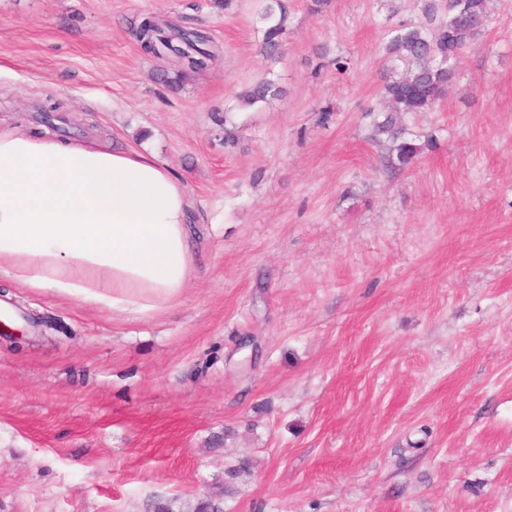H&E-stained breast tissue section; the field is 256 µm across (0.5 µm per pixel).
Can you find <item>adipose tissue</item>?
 Returning <instances> with one entry per match:
<instances>
[{
	"label": "adipose tissue",
	"instance_id": "ef3b65f1",
	"mask_svg": "<svg viewBox=\"0 0 512 512\" xmlns=\"http://www.w3.org/2000/svg\"><path fill=\"white\" fill-rule=\"evenodd\" d=\"M188 195L136 150L0 129V268L20 284L146 312L190 281Z\"/></svg>",
	"mask_w": 512,
	"mask_h": 512
}]
</instances>
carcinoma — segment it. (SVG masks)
<instances>
[{
    "mask_svg": "<svg viewBox=\"0 0 512 512\" xmlns=\"http://www.w3.org/2000/svg\"><path fill=\"white\" fill-rule=\"evenodd\" d=\"M488 16L487 0H422V19L404 22L386 31L388 55L381 71V93L386 103L383 120L374 123V136H387L390 147L385 166L402 170L414 163L423 146L405 137L397 125L398 116L426 112L447 91L456 76L459 57L480 35L476 17ZM262 49L273 57L281 47L287 28L288 11L283 0H266L261 14ZM140 47L161 56L172 53L189 70L206 68L213 57L210 39L198 30H185L144 16L134 30ZM282 89L270 79L247 87L237 97L238 107L256 109L280 96Z\"/></svg>",
    "mask_w": 512,
    "mask_h": 512,
    "instance_id": "cac0c4a2",
    "label": "carcinoma"
}]
</instances>
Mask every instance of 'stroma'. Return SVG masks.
<instances>
[{
    "mask_svg": "<svg viewBox=\"0 0 512 512\" xmlns=\"http://www.w3.org/2000/svg\"><path fill=\"white\" fill-rule=\"evenodd\" d=\"M0 0V127L154 156L185 188L194 274L115 311L0 270V512H512V0L431 110L371 139L384 28L421 0ZM210 37L144 52L141 15ZM281 97L242 111L261 79ZM232 124L235 140L224 141ZM260 19L264 26L262 29L263 52L273 57L278 54L281 47V38L287 28L288 11L283 0H266Z\"/></svg>",
    "mask_w": 512,
    "mask_h": 512,
    "instance_id": "obj_1",
    "label": "stroma"
}]
</instances>
